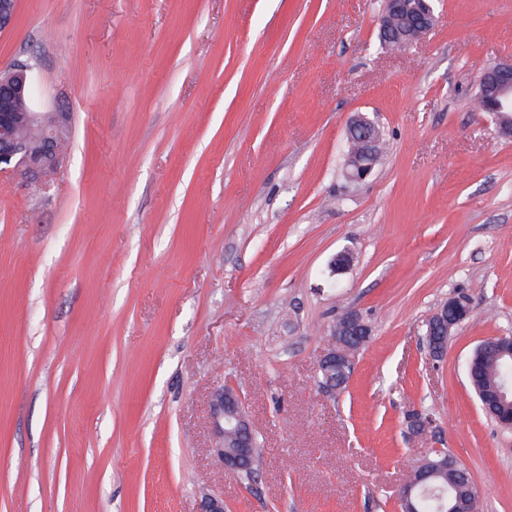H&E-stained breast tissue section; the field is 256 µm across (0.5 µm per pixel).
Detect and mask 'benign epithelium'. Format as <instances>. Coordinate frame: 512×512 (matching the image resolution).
<instances>
[{"label":"benign epithelium","mask_w":512,"mask_h":512,"mask_svg":"<svg viewBox=\"0 0 512 512\" xmlns=\"http://www.w3.org/2000/svg\"><path fill=\"white\" fill-rule=\"evenodd\" d=\"M433 0H384L379 18V33L384 36L400 21L408 32L399 35L398 45L408 46L425 37L436 25ZM32 67L15 63L0 71V173L17 168L33 172L48 170L56 163L60 145L70 133L69 116L65 112H37L32 98ZM474 107L478 112H492L500 132L512 137V62H499L483 68L477 83ZM346 135L357 148L346 157L347 178L352 182L366 179L379 158L372 151L382 139L379 127L362 113L351 117ZM471 317L469 305L450 298L427 321L430 350L440 355L448 347L452 329ZM372 335V328L355 312L347 314L343 325L333 328L332 346L318 362L324 388L336 392L333 371L353 366L351 353ZM486 351L493 355L511 354L512 337L488 340ZM212 454L224 470L236 474L251 473L257 451L255 433L243 399L231 386L216 390L210 400ZM431 474L421 473L406 481L400 489V500L417 498L427 487Z\"/></svg>","instance_id":"1"}]
</instances>
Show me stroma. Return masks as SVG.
Instances as JSON below:
<instances>
[{
  "label": "stroma",
  "mask_w": 512,
  "mask_h": 512,
  "mask_svg": "<svg viewBox=\"0 0 512 512\" xmlns=\"http://www.w3.org/2000/svg\"><path fill=\"white\" fill-rule=\"evenodd\" d=\"M434 7L394 49L382 0H17L0 69L31 65L71 134L53 168L0 174V512H399L433 448L475 512H512V430L465 371L512 336V137L471 108L512 59V0ZM357 113L387 153L353 183ZM453 297L472 316L436 356ZM350 311L373 334L332 394L317 364ZM227 385L251 477L210 454ZM469 305L460 299L450 298L440 306L428 319L427 340L434 355H440L448 347V336L452 329L461 325L471 317Z\"/></svg>",
  "instance_id": "stroma-1"
}]
</instances>
